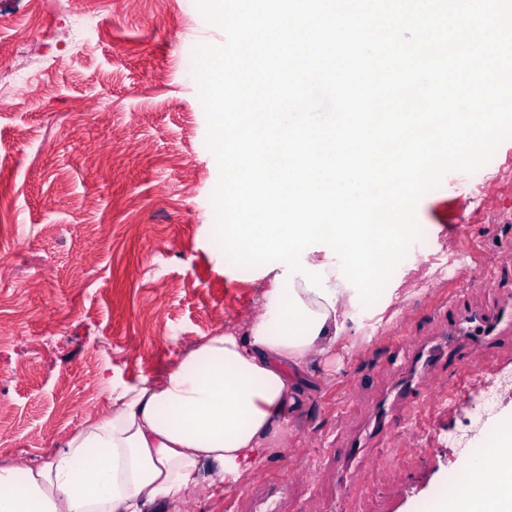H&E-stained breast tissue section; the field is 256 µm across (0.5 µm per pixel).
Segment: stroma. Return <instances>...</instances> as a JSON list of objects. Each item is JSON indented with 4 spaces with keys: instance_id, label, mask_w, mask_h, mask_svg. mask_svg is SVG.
I'll return each mask as SVG.
<instances>
[{
    "instance_id": "35a3bbf8",
    "label": "stroma",
    "mask_w": 512,
    "mask_h": 512,
    "mask_svg": "<svg viewBox=\"0 0 512 512\" xmlns=\"http://www.w3.org/2000/svg\"><path fill=\"white\" fill-rule=\"evenodd\" d=\"M186 0H0V39L57 65L42 95L0 100V461L21 467L110 409L113 385L150 380L202 337L241 331L263 313L260 271L217 256L211 195L218 165L194 77L198 45L222 30ZM99 27L70 50L72 12ZM470 199L440 184L416 217L429 249H468L487 278L439 282L403 260L388 303L370 306L375 335L349 327L296 385L288 432L233 488L202 483L175 512H431L480 452L478 393L512 412V335L483 351L474 374L435 369L434 401L412 423L368 441L380 402L411 373L405 347L439 336L453 297L494 314L512 298V187L482 170ZM490 200L503 220L485 224Z\"/></svg>"
}]
</instances>
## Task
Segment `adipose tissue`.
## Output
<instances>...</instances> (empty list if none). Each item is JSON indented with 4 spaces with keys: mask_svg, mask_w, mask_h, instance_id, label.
Wrapping results in <instances>:
<instances>
[{
    "mask_svg": "<svg viewBox=\"0 0 512 512\" xmlns=\"http://www.w3.org/2000/svg\"><path fill=\"white\" fill-rule=\"evenodd\" d=\"M265 275L263 315L241 333L203 337L153 380L112 388L111 409L35 465L0 462V512H167L205 481L234 486L288 424L297 400L290 370L332 347L357 312L353 289L329 280L331 299L294 290L318 315L311 335L280 338L276 276ZM433 512H512V417L502 418L464 483Z\"/></svg>",
    "mask_w": 512,
    "mask_h": 512,
    "instance_id": "ef3b65f1",
    "label": "adipose tissue"
}]
</instances>
